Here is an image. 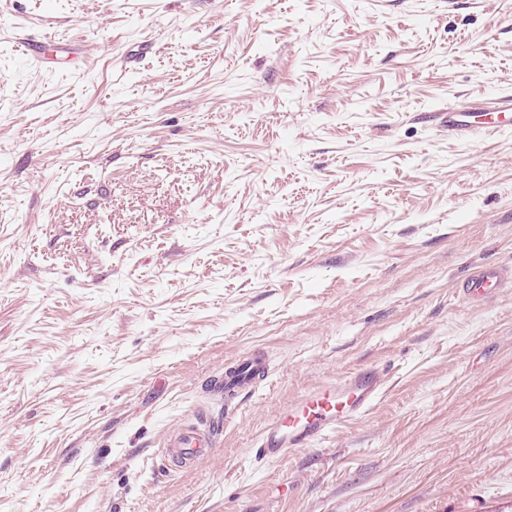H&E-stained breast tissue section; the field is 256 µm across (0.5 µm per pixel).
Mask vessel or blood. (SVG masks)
Returning a JSON list of instances; mask_svg holds the SVG:
<instances>
[{
	"mask_svg": "<svg viewBox=\"0 0 512 512\" xmlns=\"http://www.w3.org/2000/svg\"><path fill=\"white\" fill-rule=\"evenodd\" d=\"M495 117L483 120L484 132L496 134L511 126L507 116L512 113V97L493 100ZM449 132L460 136L472 133L467 113L448 111L436 115ZM506 273L496 267L484 268L464 279L459 293L469 302L490 298L502 288ZM270 376L266 358L252 353L230 360L224 365V375L213 386L223 394L225 410L237 409L251 397L258 386ZM383 379L372 369H359L336 383L310 390L289 404L265 424L256 449L259 458L277 461L294 452L314 446L329 433L369 412L379 401ZM217 428L200 419L181 425L169 435L162 456L171 470L187 472L216 446Z\"/></svg>",
	"mask_w": 512,
	"mask_h": 512,
	"instance_id": "vessel-or-blood-1",
	"label": "vessel or blood"
}]
</instances>
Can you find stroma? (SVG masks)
I'll return each mask as SVG.
<instances>
[{
    "label": "stroma",
    "instance_id": "35a3bbf8",
    "mask_svg": "<svg viewBox=\"0 0 512 512\" xmlns=\"http://www.w3.org/2000/svg\"><path fill=\"white\" fill-rule=\"evenodd\" d=\"M508 95L512 0H0V512H512V286L456 291L512 272V129L431 119ZM362 368L371 411L256 458ZM470 115L466 112H456L448 109V112H440L435 114V118L439 123L448 129V132L455 133L460 136H467L473 132V126L467 120ZM508 278L509 274L498 267H486L464 279L458 292L468 302H479L497 293ZM270 376L266 358L259 353L239 356L224 364V376L212 390L224 395V410H236ZM382 389L379 372L359 369L335 384L302 394L267 421L256 455L277 461L311 448L329 433L369 412L379 401ZM217 434V428L207 420L181 425L168 436L165 448H162L167 466L179 472L195 469L199 461L215 448Z\"/></svg>",
    "mask_w": 512,
    "mask_h": 512
}]
</instances>
